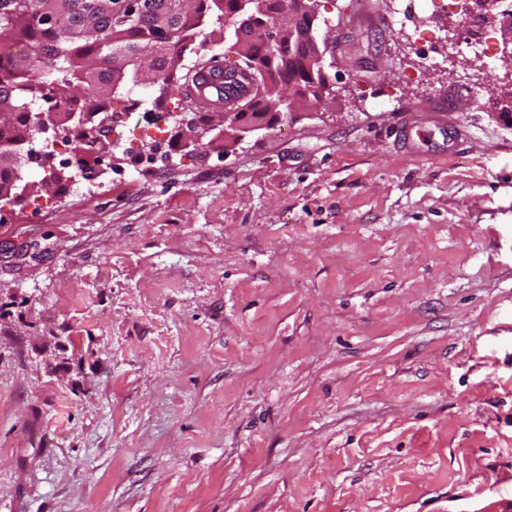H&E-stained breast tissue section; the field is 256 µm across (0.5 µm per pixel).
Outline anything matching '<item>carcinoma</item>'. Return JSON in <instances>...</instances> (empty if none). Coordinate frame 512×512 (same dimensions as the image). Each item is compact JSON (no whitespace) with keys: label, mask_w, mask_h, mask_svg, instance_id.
<instances>
[{"label":"carcinoma","mask_w":512,"mask_h":512,"mask_svg":"<svg viewBox=\"0 0 512 512\" xmlns=\"http://www.w3.org/2000/svg\"><path fill=\"white\" fill-rule=\"evenodd\" d=\"M116 0H0V114L12 116L28 129L35 163L43 153L36 141L46 133L31 120L32 105L69 104L80 111L81 102H110L130 85L157 92L156 102L186 101V87L175 79L174 57L204 35L213 21L219 30L240 9V0H144L145 10L134 23L113 14ZM197 23L189 25L191 19ZM270 16L257 15L250 55L234 64L257 73L260 86L242 104L244 112L280 111V85H294L300 105L318 101L304 90L322 82L313 60L289 51L276 53L262 44ZM96 65H90V61ZM74 137L79 170L85 157L95 153L103 134L93 131Z\"/></svg>","instance_id":"carcinoma-1"}]
</instances>
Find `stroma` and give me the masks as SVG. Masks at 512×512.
<instances>
[{"label":"stroma","mask_w":512,"mask_h":512,"mask_svg":"<svg viewBox=\"0 0 512 512\" xmlns=\"http://www.w3.org/2000/svg\"><path fill=\"white\" fill-rule=\"evenodd\" d=\"M390 8L320 0L321 104L6 207L0 512H512L505 71Z\"/></svg>","instance_id":"obj_1"}]
</instances>
